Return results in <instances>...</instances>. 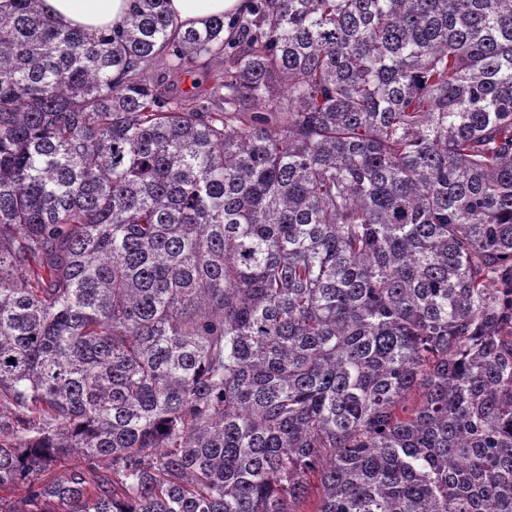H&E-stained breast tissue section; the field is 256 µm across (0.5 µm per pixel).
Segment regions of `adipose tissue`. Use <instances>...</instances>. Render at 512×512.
I'll return each mask as SVG.
<instances>
[{
  "instance_id": "1",
  "label": "adipose tissue",
  "mask_w": 512,
  "mask_h": 512,
  "mask_svg": "<svg viewBox=\"0 0 512 512\" xmlns=\"http://www.w3.org/2000/svg\"><path fill=\"white\" fill-rule=\"evenodd\" d=\"M245 0H168L169 14L186 27H203L210 17L238 13ZM131 0H42L41 8L57 23L88 31L121 26Z\"/></svg>"
}]
</instances>
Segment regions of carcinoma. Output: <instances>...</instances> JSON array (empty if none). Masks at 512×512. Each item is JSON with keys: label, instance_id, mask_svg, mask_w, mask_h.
Segmentation results:
<instances>
[{"label": "carcinoma", "instance_id": "carcinoma-1", "mask_svg": "<svg viewBox=\"0 0 512 512\" xmlns=\"http://www.w3.org/2000/svg\"><path fill=\"white\" fill-rule=\"evenodd\" d=\"M40 2L0 9V492L512 512V0ZM41 8L57 23L88 31L121 26L131 0H41ZM245 0H169V14L184 28H201L212 16L238 13ZM220 69V65L218 63H212L210 66V70L202 71L195 76L199 81L200 88H193L192 78H185L183 75L176 74L169 69L165 65H163L162 61L157 62L154 68L151 70L152 77L155 81H158L162 84L170 95L174 97H184L191 95L193 93L201 94L204 93L205 89H207L211 83V77H208V74L212 76L215 72Z\"/></svg>", "mask_w": 512, "mask_h": 512}]
</instances>
